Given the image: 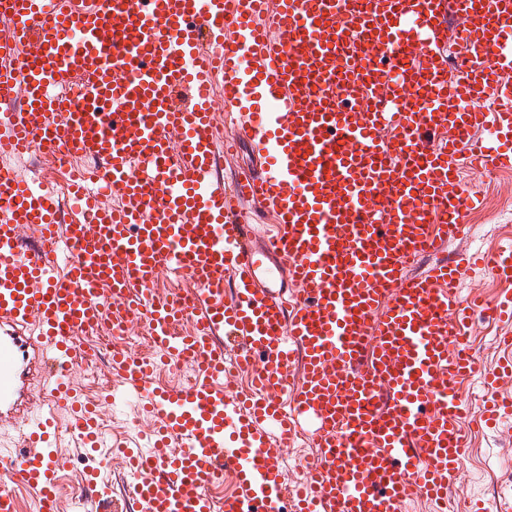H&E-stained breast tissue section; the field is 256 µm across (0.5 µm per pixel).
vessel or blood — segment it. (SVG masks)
I'll return each mask as SVG.
<instances>
[{
	"mask_svg": "<svg viewBox=\"0 0 512 512\" xmlns=\"http://www.w3.org/2000/svg\"><path fill=\"white\" fill-rule=\"evenodd\" d=\"M265 5L0 0V155L38 142L89 163L67 224L51 184L0 170V512L23 490L62 512L60 414L97 449L103 406L72 369L104 323L108 373L152 439L118 450L143 512H402L415 494L444 512L466 448L459 380L479 367L465 328L512 319V294L462 299L456 259L408 268L477 205L463 163L512 169V0ZM219 79L236 137L214 117ZM245 138L259 164L225 185ZM485 262L511 281L512 243ZM166 270L194 283L189 304L159 295ZM134 323L151 355L123 345ZM161 358L192 380L155 385ZM231 367L252 394L231 391ZM303 420L321 461L291 489Z\"/></svg>",
	"mask_w": 512,
	"mask_h": 512,
	"instance_id": "obj_1",
	"label": "vessel or blood"
}]
</instances>
